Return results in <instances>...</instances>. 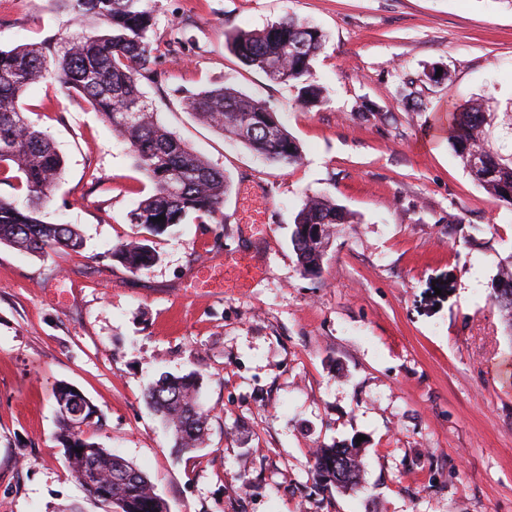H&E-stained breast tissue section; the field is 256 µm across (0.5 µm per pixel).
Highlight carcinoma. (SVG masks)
Instances as JSON below:
<instances>
[{
  "label": "carcinoma",
  "mask_w": 512,
  "mask_h": 512,
  "mask_svg": "<svg viewBox=\"0 0 512 512\" xmlns=\"http://www.w3.org/2000/svg\"><path fill=\"white\" fill-rule=\"evenodd\" d=\"M72 13L73 30L39 44L0 48V176L8 173L25 187L28 205L19 208L0 197V243L43 256L50 250L73 251L83 240L72 224H47L39 214L62 174V158L53 143L22 112L19 100L26 89L54 76L60 87L75 91L112 126L129 145L134 165L154 186L140 201L130 222L151 236L183 223L190 216L201 222L222 215L230 180L224 171L161 127L156 112L141 91V81L158 79L161 42L157 40L152 0H60ZM325 43L323 32L293 17H285L261 30L241 32L231 46L241 62L277 84L299 86L305 105L322 103L313 81L312 62ZM188 111L221 133H230L248 149L282 169L301 164L298 141L267 102L242 91L221 86L185 98ZM483 106L472 104L451 113L448 144L461 158L474 181L490 190L512 209V153L504 156L492 147ZM162 220H156V217ZM350 223L349 214L325 195L306 198L294 219L293 250L303 275L317 276L334 224ZM114 255L132 272L151 266L155 250L143 241L117 247ZM491 299L512 337V254L500 261ZM198 379L189 374L164 378L145 391L147 404L166 422L179 453L199 447L209 413L197 401ZM75 395L68 384L54 391L58 407V438L67 449L72 477L88 496L101 499L107 492L123 502L122 512H168L152 482L131 462L110 448L86 437V430L101 425L95 406L88 405L90 420L78 425L69 407ZM360 450L355 445L327 446L314 453L316 485L341 475L342 487L361 476ZM124 473L129 479L116 483Z\"/></svg>",
  "instance_id": "cac0c4a2"
}]
</instances>
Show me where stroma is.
<instances>
[{
    "label": "stroma",
    "mask_w": 512,
    "mask_h": 512,
    "mask_svg": "<svg viewBox=\"0 0 512 512\" xmlns=\"http://www.w3.org/2000/svg\"><path fill=\"white\" fill-rule=\"evenodd\" d=\"M156 36L184 42L141 90L160 124L231 180L223 218L153 237L156 262L112 251L140 236L152 192L126 144L52 79L21 104L63 174L41 218L76 225L80 252L0 244V512H106L71 477L54 387L104 417L93 440L148 476L170 512H512V337L490 300L512 254V210L475 182L442 128L480 100L512 153V0H155ZM291 16L321 29L325 102L244 66L229 36ZM53 0H0V48L58 37ZM442 68L450 83L429 80ZM414 84H406V77ZM230 85L269 102L298 140L284 170L201 123L184 93ZM324 193L319 277L300 271L296 214ZM200 377L204 444L176 457L149 381ZM360 442L364 476L319 492L313 453Z\"/></svg>",
    "instance_id": "stroma-1"
}]
</instances>
